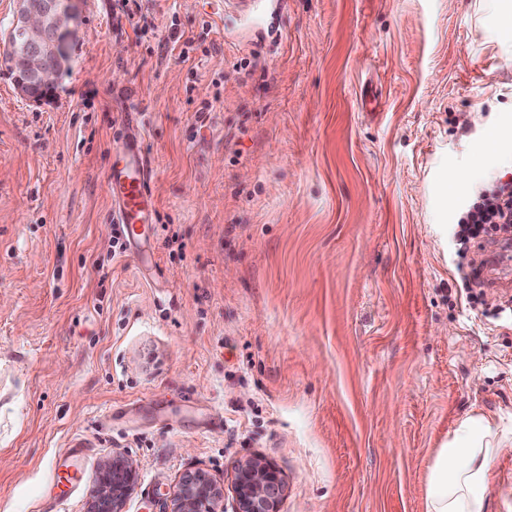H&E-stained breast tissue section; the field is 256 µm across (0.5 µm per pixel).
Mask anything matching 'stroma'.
<instances>
[{"instance_id": "35a3bbf8", "label": "stroma", "mask_w": 512, "mask_h": 512, "mask_svg": "<svg viewBox=\"0 0 512 512\" xmlns=\"http://www.w3.org/2000/svg\"><path fill=\"white\" fill-rule=\"evenodd\" d=\"M478 0H81L49 100L0 53V512H87L132 456L123 512H169L186 472L259 457L281 512H425L459 421L506 436L512 292L467 300L455 224L512 179V53ZM144 140L149 253L113 251L106 174ZM452 173L468 176L459 192ZM81 452L82 449L75 448L68 457L63 460H56L53 463L52 486L58 489L55 498L69 493V489L75 486L78 476L82 471L79 464Z\"/></svg>"}]
</instances>
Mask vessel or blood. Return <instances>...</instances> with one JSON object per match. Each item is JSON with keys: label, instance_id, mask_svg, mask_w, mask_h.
Returning a JSON list of instances; mask_svg holds the SVG:
<instances>
[{"label": "vessel or blood", "instance_id": "1", "mask_svg": "<svg viewBox=\"0 0 512 512\" xmlns=\"http://www.w3.org/2000/svg\"><path fill=\"white\" fill-rule=\"evenodd\" d=\"M126 163L123 167L111 169L106 177L110 198L118 202V215L128 239L144 237L151 222L149 209L150 189L145 166L143 141L129 142L125 149ZM79 450L53 464V488L63 489L75 486L81 472Z\"/></svg>", "mask_w": 512, "mask_h": 512}]
</instances>
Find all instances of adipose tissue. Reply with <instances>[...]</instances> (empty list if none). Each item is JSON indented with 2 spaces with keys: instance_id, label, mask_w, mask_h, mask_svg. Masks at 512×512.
<instances>
[{
  "instance_id": "obj_1",
  "label": "adipose tissue",
  "mask_w": 512,
  "mask_h": 512,
  "mask_svg": "<svg viewBox=\"0 0 512 512\" xmlns=\"http://www.w3.org/2000/svg\"><path fill=\"white\" fill-rule=\"evenodd\" d=\"M500 446L491 419L461 420L428 465L426 512H489L485 484Z\"/></svg>"
}]
</instances>
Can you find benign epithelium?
<instances>
[{
  "label": "benign epithelium",
  "instance_id": "7a95c632",
  "mask_svg": "<svg viewBox=\"0 0 512 512\" xmlns=\"http://www.w3.org/2000/svg\"><path fill=\"white\" fill-rule=\"evenodd\" d=\"M17 15L0 30V44L13 60L19 95L40 101L55 87L67 61V37L77 18V0H16ZM136 460L123 457L105 467L89 512H121L138 478ZM284 485L274 464L251 458L238 465L231 483L235 512H280ZM224 490L200 472H188L171 501L170 512H220Z\"/></svg>",
  "mask_w": 512,
  "mask_h": 512
}]
</instances>
